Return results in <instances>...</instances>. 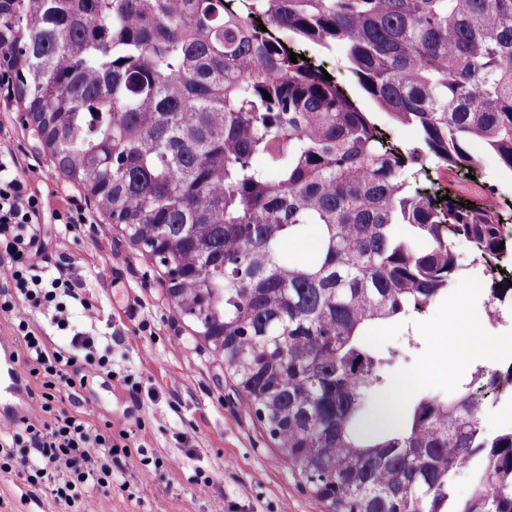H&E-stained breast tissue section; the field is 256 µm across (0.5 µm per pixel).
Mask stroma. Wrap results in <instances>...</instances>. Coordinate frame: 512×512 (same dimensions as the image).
Returning <instances> with one entry per match:
<instances>
[{"mask_svg":"<svg viewBox=\"0 0 512 512\" xmlns=\"http://www.w3.org/2000/svg\"><path fill=\"white\" fill-rule=\"evenodd\" d=\"M318 65L337 75L355 104L388 123L396 142L413 145L415 135L389 123L378 106L336 58L321 57ZM17 78L0 66V148L13 151L21 166L39 167L38 189L49 209L65 208L80 199L87 223L76 233L53 234V259L67 262L83 291L98 300L93 324L80 315L79 329L111 339L113 378H97L84 393L94 415L111 420L113 429H135L145 420L147 463L138 468H112L111 485L72 486L74 498L92 495L97 512H326L298 472L276 453L264 427L244 410L224 365L195 335L192 324L174 308L164 287L162 269L129 242L120 226L109 237L94 236L92 225L106 213L73 180L61 173L50 149L32 121L24 120L25 105L16 94ZM482 154L476 179L447 178L431 173L439 185H452L456 194L472 198L482 186L496 185L503 206L512 205V175L496 159ZM457 290H449L421 310L379 325L377 348L390 359L385 375L399 380L419 373L415 394L448 396L466 382L474 361L440 354L438 338ZM0 512H69L68 508L31 487L17 469L0 468Z\"/></svg>","mask_w":512,"mask_h":512,"instance_id":"35a3bbf8","label":"stroma"}]
</instances>
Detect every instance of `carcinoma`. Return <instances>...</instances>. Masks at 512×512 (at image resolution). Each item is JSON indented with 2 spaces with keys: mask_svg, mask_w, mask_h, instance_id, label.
<instances>
[{
  "mask_svg": "<svg viewBox=\"0 0 512 512\" xmlns=\"http://www.w3.org/2000/svg\"><path fill=\"white\" fill-rule=\"evenodd\" d=\"M231 2L0 0V49L62 171L164 268L328 512H512V426L479 419L512 368L478 366L480 391L422 395L400 424L374 333L465 286L457 240L492 303L512 295L501 212L420 185L431 164L480 170L475 141L512 173V0ZM301 44L345 62L418 145L292 63ZM310 229L312 253L283 250Z\"/></svg>",
  "mask_w": 512,
  "mask_h": 512,
  "instance_id": "carcinoma-1",
  "label": "carcinoma"
}]
</instances>
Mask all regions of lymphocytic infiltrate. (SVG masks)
I'll return each mask as SVG.
<instances>
[{
    "label": "lymphocytic infiltrate",
    "mask_w": 512,
    "mask_h": 512,
    "mask_svg": "<svg viewBox=\"0 0 512 512\" xmlns=\"http://www.w3.org/2000/svg\"><path fill=\"white\" fill-rule=\"evenodd\" d=\"M39 175L33 166L19 169L10 151H0V315L11 323L17 356L32 374L38 407L34 418L19 420L23 436L0 432V460L16 461L13 449L26 440L36 454L20 461L22 476L62 501L74 483H111L113 459L130 468L143 465L144 450L133 447L132 440L146 438L148 431L142 421L136 431H116L111 420L94 421L90 410L61 406L65 397L85 390L91 378L111 375L112 356L101 337L75 329L71 322L76 309L87 321H96L98 307L63 265L49 261L44 203L31 189ZM36 313L51 327L71 331L69 347L50 344L32 322Z\"/></svg>",
    "instance_id": "f902f5d3"
}]
</instances>
